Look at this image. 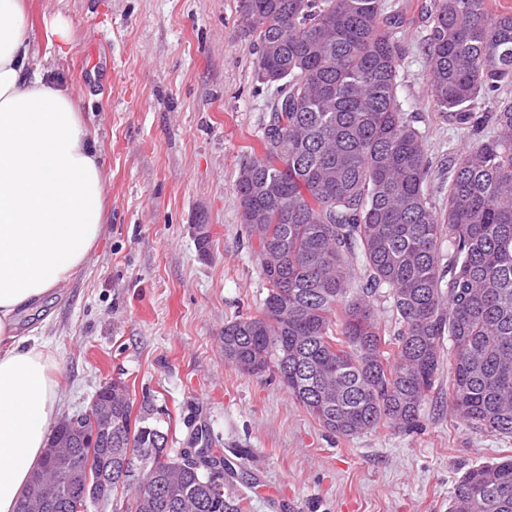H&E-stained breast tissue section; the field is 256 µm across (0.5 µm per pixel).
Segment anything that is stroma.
Listing matches in <instances>:
<instances>
[{"label":"stroma","mask_w":512,"mask_h":512,"mask_svg":"<svg viewBox=\"0 0 512 512\" xmlns=\"http://www.w3.org/2000/svg\"><path fill=\"white\" fill-rule=\"evenodd\" d=\"M388 2L405 19L398 96L437 170L469 140L427 94L433 0ZM25 5L37 60L80 102L108 182V224L86 264L23 322L60 362L62 415L121 380L132 400L152 398L170 448L204 432L244 462L249 512H448L467 469L512 456V438L451 415L448 353L417 427L353 437L324 429L278 380L225 362V324L257 314L267 294L235 190L270 116L240 0ZM59 19L72 32L64 47L45 39ZM197 224L209 229L204 254Z\"/></svg>","instance_id":"1"}]
</instances>
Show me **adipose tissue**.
I'll list each match as a JSON object with an SVG mask.
<instances>
[{
	"label": "adipose tissue",
	"mask_w": 512,
	"mask_h": 512,
	"mask_svg": "<svg viewBox=\"0 0 512 512\" xmlns=\"http://www.w3.org/2000/svg\"><path fill=\"white\" fill-rule=\"evenodd\" d=\"M105 197L79 103L36 64L23 0H0V512H16L61 410L57 358L19 325L85 264Z\"/></svg>",
	"instance_id": "obj_1"
}]
</instances>
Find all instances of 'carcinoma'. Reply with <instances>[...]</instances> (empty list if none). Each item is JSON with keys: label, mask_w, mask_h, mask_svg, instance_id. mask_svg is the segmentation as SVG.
<instances>
[{"label": "carcinoma", "mask_w": 512, "mask_h": 512, "mask_svg": "<svg viewBox=\"0 0 512 512\" xmlns=\"http://www.w3.org/2000/svg\"><path fill=\"white\" fill-rule=\"evenodd\" d=\"M257 73L273 89L261 153L239 167L241 219L256 236L267 296L224 325V359L266 372L326 430L411 428L432 392L443 342L452 416L512 438V14L486 0H433L427 93L474 141L448 155V206L429 197L424 136L398 99L402 14L387 0H241ZM360 280H355V277ZM398 324L382 334L373 297ZM112 431L75 433L55 467L53 512H78L67 476L112 472L126 512H243L236 479L183 466L168 432L112 382ZM145 448H154L149 455ZM448 512H512V457L469 468Z\"/></svg>", "instance_id": "1"}]
</instances>
